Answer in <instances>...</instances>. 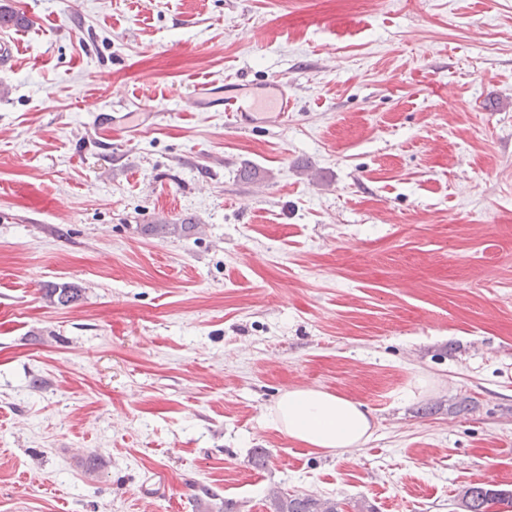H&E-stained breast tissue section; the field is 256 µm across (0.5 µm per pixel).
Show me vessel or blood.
I'll list each match as a JSON object with an SVG mask.
<instances>
[{
  "mask_svg": "<svg viewBox=\"0 0 512 512\" xmlns=\"http://www.w3.org/2000/svg\"><path fill=\"white\" fill-rule=\"evenodd\" d=\"M223 106L233 125L250 129L287 119L291 100L287 85L273 80L261 85H239L236 94L225 96Z\"/></svg>",
  "mask_w": 512,
  "mask_h": 512,
  "instance_id": "1",
  "label": "vessel or blood"
}]
</instances>
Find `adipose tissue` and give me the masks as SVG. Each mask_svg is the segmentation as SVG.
<instances>
[{
	"instance_id": "1",
	"label": "adipose tissue",
	"mask_w": 512,
	"mask_h": 512,
	"mask_svg": "<svg viewBox=\"0 0 512 512\" xmlns=\"http://www.w3.org/2000/svg\"><path fill=\"white\" fill-rule=\"evenodd\" d=\"M268 420L293 441L317 452L362 447L374 426L361 403L321 389L284 392Z\"/></svg>"
}]
</instances>
